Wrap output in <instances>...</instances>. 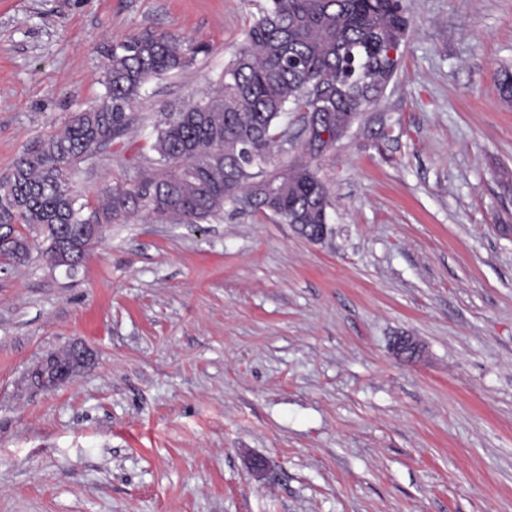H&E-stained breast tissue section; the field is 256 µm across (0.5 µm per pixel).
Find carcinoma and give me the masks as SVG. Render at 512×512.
<instances>
[{
  "label": "carcinoma",
  "mask_w": 512,
  "mask_h": 512,
  "mask_svg": "<svg viewBox=\"0 0 512 512\" xmlns=\"http://www.w3.org/2000/svg\"><path fill=\"white\" fill-rule=\"evenodd\" d=\"M411 19L401 0H260L244 44L224 65L212 94L171 114L156 128L155 156L132 185L109 189L91 209L70 175L130 124L128 110L146 84L190 67L209 52L202 43L144 33L112 45L99 105L76 113L65 130L16 162L0 183V258L21 262L29 240L17 224L43 236L54 268L71 272L99 242L103 225L148 218L207 224L227 204L268 211L323 233L332 206L313 161L336 144L383 96L402 58ZM502 99L512 102V68L497 75ZM290 112H313L326 139H304L302 161L269 169ZM45 384L54 390L78 373L65 349L52 353Z\"/></svg>",
  "instance_id": "cac0c4a2"
}]
</instances>
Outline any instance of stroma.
<instances>
[{"label": "stroma", "instance_id": "1", "mask_svg": "<svg viewBox=\"0 0 512 512\" xmlns=\"http://www.w3.org/2000/svg\"><path fill=\"white\" fill-rule=\"evenodd\" d=\"M402 67L316 162L313 243L270 213L108 224L71 274L0 260V512H512V0H403ZM252 0H0V182L105 94L112 44L209 45L81 163L97 203L204 99ZM421 347L406 361L391 347ZM78 342L52 391L25 376ZM265 459L261 477L249 459Z\"/></svg>", "mask_w": 512, "mask_h": 512}]
</instances>
